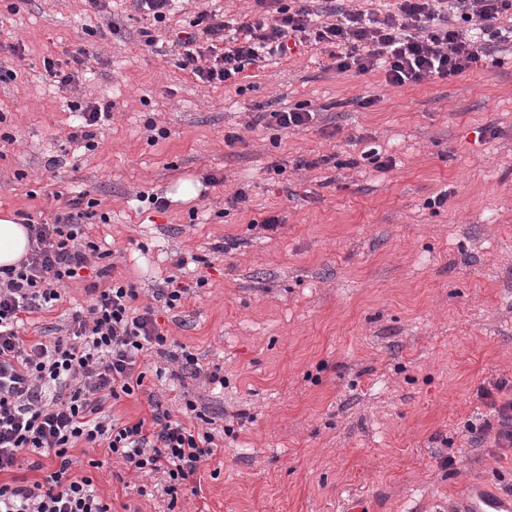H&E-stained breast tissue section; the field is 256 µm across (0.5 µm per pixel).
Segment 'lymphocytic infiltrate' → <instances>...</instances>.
Here are the masks:
<instances>
[{"label":"lymphocytic infiltrate","instance_id":"f902f5d3","mask_svg":"<svg viewBox=\"0 0 512 512\" xmlns=\"http://www.w3.org/2000/svg\"><path fill=\"white\" fill-rule=\"evenodd\" d=\"M254 8L230 21L199 12L191 30L180 32L181 69L205 84H235L246 66L333 45L337 74L378 72L387 85L402 87L448 80L477 66L488 49H505L512 34L503 28L512 0H396L378 14L357 7L316 6L315 0H253ZM97 200L80 192L50 224H28L31 249L17 266L0 267V474L11 472L29 453L54 454L55 471L33 485L0 483V512H112L91 477L70 473L78 444L106 449L129 471L163 475L164 492L177 497L218 450L215 431L190 424L193 401L180 418L154 412L151 421L122 422L106 408L138 392L146 377L143 359L166 354L169 334L159 319L181 305L188 287L154 291L153 303L135 308L139 292L109 276L107 251L90 240L84 218ZM93 296L73 312L63 335L26 342L20 316L52 308L63 287L87 271ZM500 379L483 389L490 418L469 426L475 438L493 436L512 448V399L497 395L511 386Z\"/></svg>","mask_w":512,"mask_h":512}]
</instances>
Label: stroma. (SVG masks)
<instances>
[{
    "instance_id": "stroma-1",
    "label": "stroma",
    "mask_w": 512,
    "mask_h": 512,
    "mask_svg": "<svg viewBox=\"0 0 512 512\" xmlns=\"http://www.w3.org/2000/svg\"><path fill=\"white\" fill-rule=\"evenodd\" d=\"M248 4L180 0L149 45L132 0H0V217L50 224L89 192V236L139 304L170 277L191 287L160 322L203 374L224 377L220 388L186 372L159 379L154 354L142 389L113 407L135 421L152 401L175 413L190 399L229 426L196 492L171 501L162 476L101 448L74 449L73 476L92 477L112 512H345L354 499L369 512H449L467 485L512 491V450L467 430L490 415L480 386L512 381V53L404 87L336 74L322 44L246 66L233 85L180 68L175 32L199 11ZM81 45L90 72L59 86L44 59L68 62ZM73 101L111 106L95 150L71 138ZM303 104L319 114L311 127L276 125ZM259 110L266 121L250 126ZM210 173L223 184L205 186ZM185 182L196 194L182 201ZM239 189L246 206L225 207ZM272 211L285 218L273 232L260 226ZM89 301L78 283L23 314L25 339L55 335Z\"/></svg>"
}]
</instances>
